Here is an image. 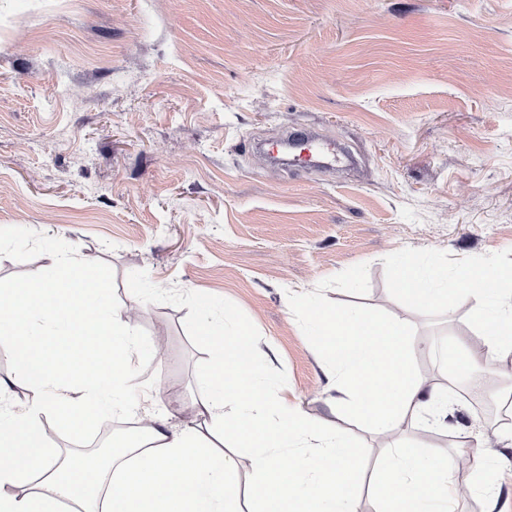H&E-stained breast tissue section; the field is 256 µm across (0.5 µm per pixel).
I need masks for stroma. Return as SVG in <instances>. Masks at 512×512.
Masks as SVG:
<instances>
[{
  "mask_svg": "<svg viewBox=\"0 0 512 512\" xmlns=\"http://www.w3.org/2000/svg\"><path fill=\"white\" fill-rule=\"evenodd\" d=\"M293 129L354 164L267 161ZM395 254L512 269V0H0V284L91 259L141 351L130 412L85 433L45 418L61 454L149 417L201 423L207 300L213 321L247 327L271 387L357 446L358 512H378L396 438L465 453L458 483L494 466L498 499L454 512H512V359L496 363L497 417L458 395L447 425L394 434L329 387L301 294L401 321L430 390L446 384L435 345L463 344L459 385L479 388L474 299L408 307Z\"/></svg>",
  "mask_w": 512,
  "mask_h": 512,
  "instance_id": "obj_1",
  "label": "stroma"
}]
</instances>
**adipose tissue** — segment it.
<instances>
[{
	"label": "adipose tissue",
	"mask_w": 512,
	"mask_h": 512,
	"mask_svg": "<svg viewBox=\"0 0 512 512\" xmlns=\"http://www.w3.org/2000/svg\"><path fill=\"white\" fill-rule=\"evenodd\" d=\"M391 264L393 286L409 306L446 307L460 291L475 297L488 361L512 356V275L472 266L451 274L404 255ZM302 310L335 390L375 431L395 432L408 415L445 422L447 405L413 374L402 323L362 309L306 303ZM197 333L212 346L206 432L153 421L93 466L62 458L42 418L83 429L101 417L100 390L120 393L136 376L140 352L112 307L106 275L90 260L60 256L38 276L1 286L0 337L11 341L16 375L30 397L23 414L0 410V512H242L224 440L250 451L251 512H355L359 453L350 439L323 431L285 397L264 391L248 330L233 314L221 325L202 316ZM77 385L86 391L78 400L71 396ZM297 438L315 448L292 463L287 450ZM453 469L442 450L396 445L377 485L381 512H454Z\"/></svg>",
	"instance_id": "obj_1"
}]
</instances>
